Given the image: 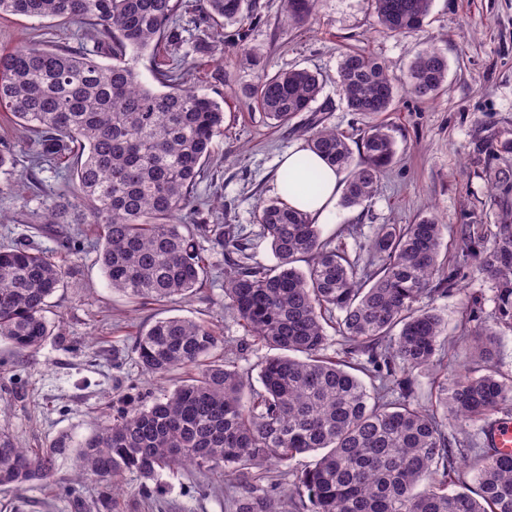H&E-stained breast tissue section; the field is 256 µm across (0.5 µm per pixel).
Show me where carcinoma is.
Returning a JSON list of instances; mask_svg holds the SVG:
<instances>
[{
  "mask_svg": "<svg viewBox=\"0 0 512 512\" xmlns=\"http://www.w3.org/2000/svg\"><path fill=\"white\" fill-rule=\"evenodd\" d=\"M377 26L403 35L422 26L432 0H371ZM317 0H283L291 25L315 15ZM182 0H0V15L60 19L88 26L100 49L74 50L30 42L0 53V108L34 134L30 165L0 150V171L23 188L34 168L72 158L73 196L43 209L46 224H95L109 286L134 301L185 299L204 287L209 254L224 256V306L252 344L279 350L259 365L260 387L219 353L224 337L212 323L183 316L139 330L134 352L143 373L184 377L150 401L124 400L112 418L74 451L60 438L46 448H21L0 428V487L22 494L47 480L59 456L70 454L76 480L96 479L122 490L124 476L153 478L194 469L250 487L237 512H512V456L485 438L458 436L496 414L512 415V377L491 365L498 336L478 326L459 337L470 358L437 383L436 407L416 403L412 372L429 368L445 350L444 319L431 300L455 284L441 257L443 232L434 217L382 224L364 266L321 240L308 214L282 198L261 202L262 235L276 259L257 260L233 224H210L195 190L224 132V109L205 92L185 87L190 71L179 26ZM202 20L250 19L248 0H202ZM162 48L155 69L161 89L143 83L140 56ZM112 62L102 63L99 54ZM448 59L421 50L396 78L377 58L342 55L337 86L346 108L374 118L392 108L399 89L434 97ZM321 92L308 69L262 72L248 106L286 128L313 111ZM306 149L338 171L349 170L342 205L363 204L394 162L387 127L369 124L356 142L314 121ZM296 163L316 193L321 177L307 156ZM459 258L477 263L494 285L497 322L512 328V222L485 235L483 225L456 228ZM490 247H485L487 237ZM69 269L22 234L0 245V340L33 353L51 336L46 313ZM349 343L328 353L333 336ZM370 383H365L363 377ZM458 432L448 431L449 426ZM313 466L282 491L254 487L270 465L284 469L301 454ZM472 483L461 479V469Z\"/></svg>",
  "mask_w": 512,
  "mask_h": 512,
  "instance_id": "cac0c4a2",
  "label": "carcinoma"
}]
</instances>
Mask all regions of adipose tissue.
Returning <instances> with one entry per match:
<instances>
[{
  "mask_svg": "<svg viewBox=\"0 0 512 512\" xmlns=\"http://www.w3.org/2000/svg\"><path fill=\"white\" fill-rule=\"evenodd\" d=\"M298 155V150H291L281 162L282 169L288 172V188L282 196L290 207L308 213L318 222H325L341 191V175L322 158H315L314 164L322 172V187L319 192L310 193L304 185L303 170L295 165Z\"/></svg>",
  "mask_w": 512,
  "mask_h": 512,
  "instance_id": "ef3b65f1",
  "label": "adipose tissue"
}]
</instances>
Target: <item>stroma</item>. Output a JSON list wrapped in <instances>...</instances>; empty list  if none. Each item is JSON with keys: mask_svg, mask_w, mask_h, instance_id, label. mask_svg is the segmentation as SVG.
I'll return each mask as SVG.
<instances>
[{"mask_svg": "<svg viewBox=\"0 0 512 512\" xmlns=\"http://www.w3.org/2000/svg\"><path fill=\"white\" fill-rule=\"evenodd\" d=\"M261 16L247 29L245 42L228 39L227 28L211 25L215 47L196 57L188 86L209 93L224 108V133L213 144L214 160L197 186L204 198H222L224 221L235 225L253 245L257 260L273 263L257 218L260 201L276 198L275 178L283 155L304 145L312 112L298 114L290 128L274 127L244 103L245 89L256 72L242 47L261 50L269 72L306 68L317 72L322 91L312 111L351 139H358L365 119L349 112L337 92V68L343 53L358 50L403 76L419 51L439 48L448 58V77L431 99L398 92L391 111L380 114L395 139L397 160L388 167L371 200L346 208L335 205L321 236L342 247L350 258L367 261L369 244L383 224H413L433 216L441 223L512 222V184L497 185L496 169L512 167V153L496 152L512 139V0H433L423 25L400 36L380 33L371 0H318L314 19L288 25L281 0H255ZM29 41L95 49L89 32L60 20L0 17V49L10 51ZM36 192L17 195L0 174V244L37 225L41 203L72 193L64 163L40 167ZM66 227L50 225L34 234L35 245L56 260H72L74 269L52 299L48 318L52 336L33 353L18 354L0 342V425L23 448H43L59 438L78 443L101 424L113 401L144 399L157 388L136 363L134 337L139 327L157 319L185 316L216 324L223 353L257 377L271 349L246 346L242 328L224 308V260L213 256L205 288L185 300L137 304L108 288L97 261L96 236L86 228L84 249L68 256L62 245ZM458 287L436 297L434 305L448 323L446 347L463 331L462 313L475 326L496 328L499 342L493 360L512 376V329L496 327L492 283L475 264H458ZM238 486L191 470L165 472L152 479L129 473L121 492L103 483L76 484L70 459H59L46 482L23 495L0 488V512H234ZM111 499L103 507L102 499Z\"/></svg>", "mask_w": 512, "mask_h": 512, "instance_id": "1", "label": "stroma"}]
</instances>
